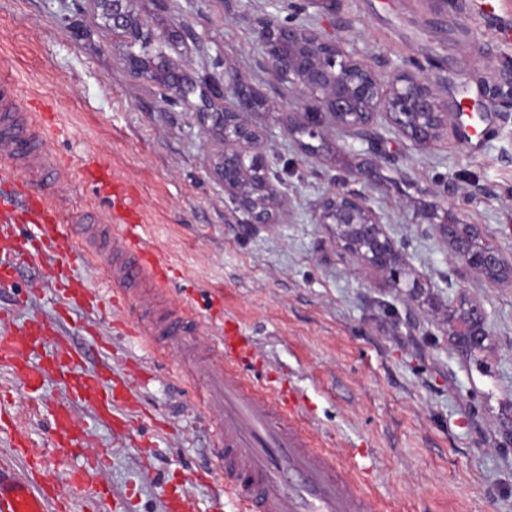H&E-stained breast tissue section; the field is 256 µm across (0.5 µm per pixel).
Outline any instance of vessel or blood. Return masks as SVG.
Returning <instances> with one entry per match:
<instances>
[{
    "mask_svg": "<svg viewBox=\"0 0 512 512\" xmlns=\"http://www.w3.org/2000/svg\"><path fill=\"white\" fill-rule=\"evenodd\" d=\"M12 81L0 77V184L16 179L19 168L39 171L54 163L34 114L19 111ZM24 141V153L12 145ZM82 174L96 182L111 202L108 229L112 258L108 264L109 290L99 293L71 278L56 279V292L66 305L92 311L109 307L129 310L136 305L138 281L163 289L170 264L157 249L147 246L139 233L142 218L124 194V181L110 174L99 161L89 159ZM30 229L16 234L17 225ZM78 254V243L64 222L53 197L34 194L19 186L11 199L0 198V270H16L46 263L65 269ZM134 335L158 349L180 348L182 338L193 328L183 311L171 312L162 321L148 323L132 319ZM68 336L64 324L34 316L22 324L0 316V365L10 366L21 386L37 392L46 381L62 382L68 402L48 405L52 418L54 454L89 445L86 432L73 418L76 407L89 406L93 415L112 422L118 434L130 432L127 420L117 416L118 407H136L137 399L125 388L123 377L112 371V346L97 334L90 343L102 355L98 368L82 372L77 362L64 363L53 356L54 348ZM223 362L210 352H201L205 372L194 374L199 403L217 408L221 425L216 434L220 448L224 490L249 512H383V505L354 473L337 463L333 453L317 451L306 430L302 399L280 386L264 387L247 375L243 367L255 356L251 340L232 325H225ZM15 457L24 459L23 471L0 461V512H66L58 506L56 479L36 454L26 435L12 430Z\"/></svg>",
    "mask_w": 512,
    "mask_h": 512,
    "instance_id": "obj_1",
    "label": "vessel or blood"
}]
</instances>
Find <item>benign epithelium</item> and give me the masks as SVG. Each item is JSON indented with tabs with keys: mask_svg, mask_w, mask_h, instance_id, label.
I'll list each match as a JSON object with an SVG mask.
<instances>
[{
	"mask_svg": "<svg viewBox=\"0 0 512 512\" xmlns=\"http://www.w3.org/2000/svg\"><path fill=\"white\" fill-rule=\"evenodd\" d=\"M131 0H112V28L124 32L127 61L135 73L160 75L176 88L188 108L204 123L224 133L221 176L224 192L244 210L252 224L273 223V212L284 194L285 183L277 163L271 161L255 127L244 114L262 106L234 74L224 73V108L216 110L208 90L185 84L171 67L162 46L171 40L165 31L139 21L130 10ZM260 43L275 77L304 103L325 115L346 136L366 142L375 151L369 164L347 166L359 180L369 182L383 162L390 161L384 145L390 136L415 148L435 145L448 138V129L463 139L462 116L483 112V103L448 111L438 81L423 70H409L386 58L362 59L342 42L329 39L311 26L271 23L260 33ZM448 189L432 192V201L415 214V223L428 224L448 243L450 256L465 270L480 273L490 283H512V260L483 240L477 224L448 221ZM318 224L336 225V246L364 266L386 271L392 287L407 300H417L421 283L403 277L398 269L399 249L386 230L384 216L373 196L333 188L316 204ZM452 314L448 336L466 354L482 352L490 336L488 313L459 297L449 304Z\"/></svg>",
	"mask_w": 512,
	"mask_h": 512,
	"instance_id": "obj_1",
	"label": "benign epithelium"
}]
</instances>
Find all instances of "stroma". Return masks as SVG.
Here are the masks:
<instances>
[{"instance_id": "obj_1", "label": "stroma", "mask_w": 512, "mask_h": 512, "mask_svg": "<svg viewBox=\"0 0 512 512\" xmlns=\"http://www.w3.org/2000/svg\"><path fill=\"white\" fill-rule=\"evenodd\" d=\"M131 9L172 34L171 64L216 104L228 70L267 100L248 119L288 184L274 223L248 226L225 194L214 169L223 135L173 103V89L129 68L111 0H0V74L16 81L22 111L54 113L52 151L73 168L66 179L46 173L37 190L53 195L90 251L84 234L104 222L107 202L79 167L93 157L119 173L144 215V238L172 265L165 301L193 311L194 340L216 346L225 317L238 322L256 344L252 377L297 389L313 416L310 432L373 482L392 512H512V448L499 445L501 425L512 420V285L459 269L432 228L413 221L430 190L447 186L449 219L480 225L512 257V119L499 117L504 99L483 95L512 67V0H451L442 15L429 0H335L326 9L309 0H132ZM271 20L315 25L361 57L425 68L449 105L484 101V132L467 143L452 133L426 150L392 139L391 161L366 186L408 277L424 284L416 333L396 326L406 301L389 279L337 248L333 225L314 220L320 197L351 181L337 161L350 140L325 119L315 139L288 135L309 118L266 63L259 36ZM475 184L489 193L471 205ZM47 278L37 267L13 272L0 286V310L17 323L34 315L65 322L68 352L87 372L99 361L84 332L95 321L112 344L113 369L140 400L123 436L82 412L94 446L110 454L104 473L75 486L70 476L86 454H50L43 408L66 401L67 390L51 380L35 398L0 366V405L34 447L48 450L63 499L74 512H165L182 489L196 512H238L219 473L220 416L199 405L178 354H150L120 312L91 317L67 307ZM456 291L492 316L486 352L466 355L450 343Z\"/></svg>"}]
</instances>
